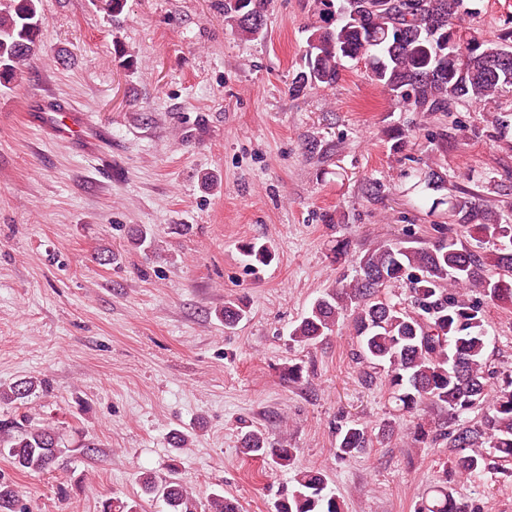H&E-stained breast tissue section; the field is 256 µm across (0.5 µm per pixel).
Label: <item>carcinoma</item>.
Returning <instances> with one entry per match:
<instances>
[{"instance_id":"1","label":"carcinoma","mask_w":512,"mask_h":512,"mask_svg":"<svg viewBox=\"0 0 512 512\" xmlns=\"http://www.w3.org/2000/svg\"><path fill=\"white\" fill-rule=\"evenodd\" d=\"M266 0H224V23L251 40L265 27ZM448 7V0H314L321 24L309 28L304 65L292 90L333 86L344 61L364 64L371 79L417 112H451L454 104L486 105L512 88V60L504 69L490 67L492 55L512 53V27L495 40L468 31L473 12ZM40 0H0V85L17 81L28 62L41 52ZM411 190L428 212L448 213L450 227L419 246L402 243L368 250L351 279L336 280L317 297L290 332L292 341L316 345L347 319L356 337L357 360L369 380L384 381L389 399L404 417L416 419L413 439L455 449L454 470L461 476L483 472L489 456L512 460V373L490 370L487 302L512 305V218L485 209L468 190L442 193L434 172L411 175ZM475 244L464 243L457 228ZM247 265H265L272 251L265 243L240 246ZM406 283L412 293L406 308L380 296ZM224 326L247 315L241 299L224 302ZM46 378L27 377L0 388V404L21 403ZM436 405L446 413L445 425L434 428L423 415ZM484 410L480 421L469 414ZM393 433L392 423L378 429L352 423L336 429V453L353 457L373 441ZM493 449L488 454L485 447ZM0 447L8 449L13 466L43 473L66 460V448L55 427L34 424L26 416L0 420ZM245 453L279 467L294 463L297 449L272 443L260 429L241 438ZM141 494L161 497L169 512H198L199 503L179 478L143 472ZM0 512H25L16 486L0 481ZM101 512H140V503L117 498L101 502ZM273 512H343L318 469L297 471L295 484L274 502ZM416 512H470L448 483H438L421 498Z\"/></svg>"}]
</instances>
